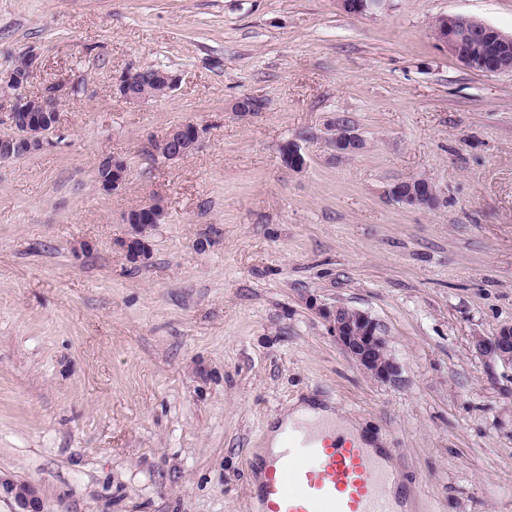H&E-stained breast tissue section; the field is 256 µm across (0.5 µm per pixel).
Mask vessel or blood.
I'll return each instance as SVG.
<instances>
[{
	"instance_id": "vessel-or-blood-1",
	"label": "vessel or blood",
	"mask_w": 512,
	"mask_h": 512,
	"mask_svg": "<svg viewBox=\"0 0 512 512\" xmlns=\"http://www.w3.org/2000/svg\"><path fill=\"white\" fill-rule=\"evenodd\" d=\"M401 482L360 442L331 432L290 433L282 453L264 467L258 499L262 512H396L385 487Z\"/></svg>"
}]
</instances>
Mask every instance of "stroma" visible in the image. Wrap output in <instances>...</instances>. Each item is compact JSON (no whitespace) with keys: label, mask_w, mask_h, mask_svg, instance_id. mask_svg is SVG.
<instances>
[{"label":"stroma","mask_w":512,"mask_h":512,"mask_svg":"<svg viewBox=\"0 0 512 512\" xmlns=\"http://www.w3.org/2000/svg\"><path fill=\"white\" fill-rule=\"evenodd\" d=\"M444 14L512 34V0H0V70L34 51L24 94L81 88L52 146L0 163L10 512H257L246 461L308 395L384 438L405 512H512V367L474 347L512 324V74L439 47ZM150 66L165 98L115 93ZM188 121L197 148L157 155ZM339 123L361 151L336 154ZM110 156L129 174L105 193ZM414 179L435 205L390 196ZM155 199L131 262L125 216ZM336 304L380 323L398 381L343 350ZM142 71L128 72L119 77L115 90L119 96L127 101L139 102L144 100L139 89L144 83ZM106 169V162L102 160L97 167L96 179L98 178V188L105 192L111 193L122 188L128 178V165L127 162L120 157L113 156L110 162L108 175ZM106 176V177H105ZM166 215L165 205L161 200H154L135 210L132 219L133 234L122 244L124 251L132 262H138L149 254V242L146 239L153 224L164 221ZM163 221L161 223H163Z\"/></svg>","instance_id":"1"}]
</instances>
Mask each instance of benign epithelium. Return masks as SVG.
Masks as SVG:
<instances>
[{"label":"benign epithelium","instance_id":"benign-epithelium-1","mask_svg":"<svg viewBox=\"0 0 512 512\" xmlns=\"http://www.w3.org/2000/svg\"><path fill=\"white\" fill-rule=\"evenodd\" d=\"M340 7L353 15H367L383 8L386 0H338ZM437 44L448 54L468 63V58L459 54L461 46L466 45L482 52L483 71L488 74L512 72V34L507 35L488 23L476 28L459 25L454 17L445 19V24L438 34ZM29 61L22 69L15 67L0 72V94L13 95L10 112L5 117L6 125H11V117L16 112L24 113V131L16 137L0 139V153L12 154L17 149L38 152L50 143L49 133L55 132L59 117L47 105L44 96H28L20 93L26 85L33 67L37 64V53L28 52ZM144 83L141 71L128 72L119 77L115 90L127 101L143 100L139 89ZM202 129L193 122H185L172 128L166 141L171 155L181 158L192 153L201 138ZM331 146L338 154H353L363 147L362 139L346 126H336V135L331 139ZM283 161L294 171H301L307 165L306 156L301 146L289 142L282 148ZM128 178L127 162L120 157H112L108 175L98 179V188L111 193L122 188ZM389 194L395 200L409 207H428L433 205L435 191L424 188L420 180H410L394 185ZM165 205L154 200L135 210L133 217L134 234L122 244L128 258L138 262L149 254L147 234L153 225L165 219ZM320 315L329 323L339 343L346 353L371 378L380 382H395L400 375V368L391 357L388 342L379 323L368 313L350 309L345 306H322ZM480 353L500 360L512 366V325L501 326L494 336L477 341Z\"/></svg>","mask_w":512,"mask_h":512}]
</instances>
